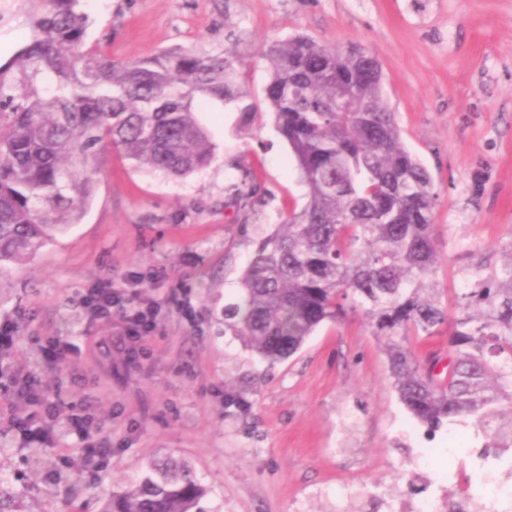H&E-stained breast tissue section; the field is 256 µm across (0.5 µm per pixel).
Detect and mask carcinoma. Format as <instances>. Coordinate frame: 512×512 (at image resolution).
<instances>
[{"label":"carcinoma","mask_w":512,"mask_h":512,"mask_svg":"<svg viewBox=\"0 0 512 512\" xmlns=\"http://www.w3.org/2000/svg\"><path fill=\"white\" fill-rule=\"evenodd\" d=\"M32 38L0 66V271L34 258L88 208L103 148L171 176L212 159L197 112L209 101L252 114L238 55L172 49L119 61L88 42L81 0H34ZM264 93L308 201L256 249L224 326L273 365L325 321L361 308L384 340L391 385L419 422L471 417L512 444V262L502 276L441 302L428 170L404 147L370 54L304 37L271 43ZM349 111H336L341 87ZM244 174L235 199L256 203ZM448 330V363L411 340ZM192 467L152 461L100 512H213Z\"/></svg>","instance_id":"1"}]
</instances>
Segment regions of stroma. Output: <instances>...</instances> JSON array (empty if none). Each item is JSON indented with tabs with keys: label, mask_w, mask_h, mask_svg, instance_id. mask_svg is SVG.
<instances>
[{
	"label": "stroma",
	"mask_w": 512,
	"mask_h": 512,
	"mask_svg": "<svg viewBox=\"0 0 512 512\" xmlns=\"http://www.w3.org/2000/svg\"><path fill=\"white\" fill-rule=\"evenodd\" d=\"M89 39L113 58L182 48L235 49L257 112L211 102L198 118L210 165L183 177L135 166L106 149L82 220L32 260L0 275V322L16 344L0 362V488L18 512H100L152 460L189 463L213 512H402L447 500L458 479L512 461L487 452L473 419L436 433L392 388L383 342L361 313L326 322L290 359L271 365L224 327L254 251L305 188L264 101L269 44L303 35L366 51L380 63L383 97L406 149L431 173L441 259L436 288L454 303L512 258V0H83ZM0 65L29 41L28 0H8ZM251 173L260 202L234 193ZM123 300L111 318L84 309L89 289ZM153 304L155 328L128 350L126 316ZM74 355L42 365L41 346ZM33 373L60 414L49 440L21 443L11 419L15 376ZM248 410L225 408L226 391ZM88 415L110 448L85 458L67 428Z\"/></svg>",
	"instance_id": "35a3bbf8"
}]
</instances>
